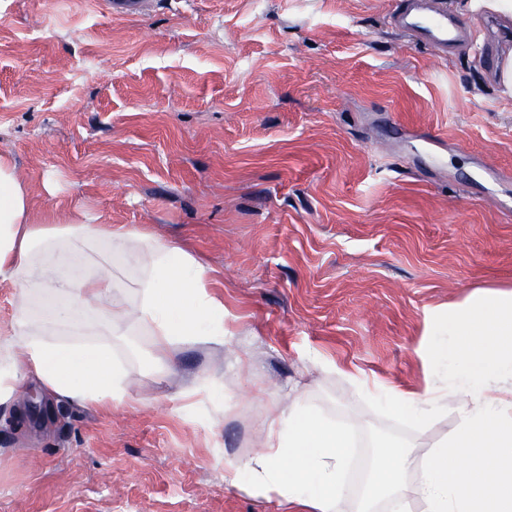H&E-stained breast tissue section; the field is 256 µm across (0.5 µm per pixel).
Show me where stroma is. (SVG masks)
<instances>
[{
    "instance_id": "stroma-1",
    "label": "stroma",
    "mask_w": 512,
    "mask_h": 512,
    "mask_svg": "<svg viewBox=\"0 0 512 512\" xmlns=\"http://www.w3.org/2000/svg\"><path fill=\"white\" fill-rule=\"evenodd\" d=\"M398 0H0V152L32 213L84 207L209 268L227 340L116 341L133 398L106 409L29 386L0 416V512H288L224 482L261 454L292 389L356 442L429 443L323 363L422 390L418 350L475 288L512 289V27L441 55L389 22ZM56 174L59 189L45 180ZM209 394L188 399L206 380Z\"/></svg>"
}]
</instances>
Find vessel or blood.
<instances>
[{
  "label": "vessel or blood",
  "instance_id": "vessel-or-blood-1",
  "mask_svg": "<svg viewBox=\"0 0 512 512\" xmlns=\"http://www.w3.org/2000/svg\"><path fill=\"white\" fill-rule=\"evenodd\" d=\"M393 22L410 41L426 42L444 52L465 38L448 13V0H401Z\"/></svg>",
  "mask_w": 512,
  "mask_h": 512
}]
</instances>
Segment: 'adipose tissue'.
Returning a JSON list of instances; mask_svg holds the SVG:
<instances>
[{
    "mask_svg": "<svg viewBox=\"0 0 512 512\" xmlns=\"http://www.w3.org/2000/svg\"><path fill=\"white\" fill-rule=\"evenodd\" d=\"M129 263L134 300L118 295L115 270ZM208 270L153 233L100 223L83 208L35 219L14 160L0 153V284L16 313L0 324V405L19 403L30 384L74 404H122L131 394L115 340L138 328L157 357L187 339L224 342V306L206 290ZM448 338L423 357L448 369L447 384L405 390L337 367L366 403L427 430L457 402L453 432L416 453L383 442L369 465L356 512H512V290L472 291L449 307ZM354 444L345 422L308 399L273 402L264 450L225 458L224 481L290 512H344Z\"/></svg>",
    "mask_w": 512,
    "mask_h": 512,
    "instance_id": "adipose-tissue-1",
    "label": "adipose tissue"
}]
</instances>
